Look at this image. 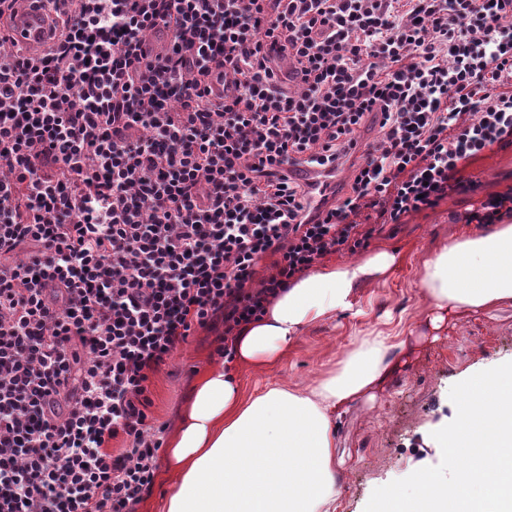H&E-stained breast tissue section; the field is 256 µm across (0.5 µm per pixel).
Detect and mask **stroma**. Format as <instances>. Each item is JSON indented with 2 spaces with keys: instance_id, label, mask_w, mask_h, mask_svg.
Returning a JSON list of instances; mask_svg holds the SVG:
<instances>
[{
  "instance_id": "stroma-1",
  "label": "stroma",
  "mask_w": 512,
  "mask_h": 512,
  "mask_svg": "<svg viewBox=\"0 0 512 512\" xmlns=\"http://www.w3.org/2000/svg\"><path fill=\"white\" fill-rule=\"evenodd\" d=\"M464 175L478 181L476 190L452 195L372 239L369 252L387 249L401 261L386 281L359 289L355 312L304 332L275 368L240 371L249 391L268 384L301 387L339 361L356 336L373 330L393 334L403 324L411 329L407 346L390 350L392 371L374 399L353 405L340 422L345 463L338 476V512H365L375 488L407 477L419 459L437 465L440 450L424 449L422 438L451 417L452 385L512 361V306L464 317L437 335L426 324L416 288L424 261L468 227L470 213L488 195L512 189V147L485 152ZM219 334L216 328L198 329L154 378L150 414L168 431L176 430L193 385L215 361Z\"/></svg>"
}]
</instances>
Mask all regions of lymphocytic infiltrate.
<instances>
[{
  "label": "lymphocytic infiltrate",
  "instance_id": "f902f5d3",
  "mask_svg": "<svg viewBox=\"0 0 512 512\" xmlns=\"http://www.w3.org/2000/svg\"><path fill=\"white\" fill-rule=\"evenodd\" d=\"M44 6L45 51L0 36V512H136L152 380L196 329L232 362L316 263L512 146V0Z\"/></svg>",
  "mask_w": 512,
  "mask_h": 512
}]
</instances>
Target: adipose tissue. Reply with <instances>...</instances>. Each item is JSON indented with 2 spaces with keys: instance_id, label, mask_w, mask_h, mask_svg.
Returning a JSON list of instances; mask_svg holds the SVG:
<instances>
[{
  "instance_id": "obj_1",
  "label": "adipose tissue",
  "mask_w": 512,
  "mask_h": 512,
  "mask_svg": "<svg viewBox=\"0 0 512 512\" xmlns=\"http://www.w3.org/2000/svg\"><path fill=\"white\" fill-rule=\"evenodd\" d=\"M396 262L382 251L296 281L235 339L236 363L275 366L300 333L352 309L360 286ZM417 286L437 330L448 318L512 305V224L461 233L424 262ZM388 341L365 337L308 386L258 394L212 363L169 442L160 512H337L339 421L382 384Z\"/></svg>"
}]
</instances>
